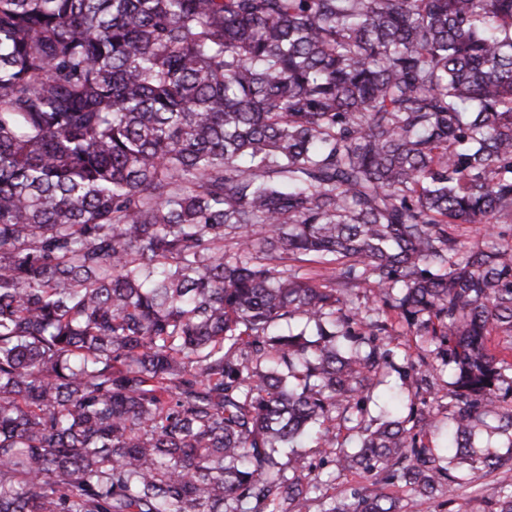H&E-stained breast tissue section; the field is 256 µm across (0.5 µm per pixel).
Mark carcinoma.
Instances as JSON below:
<instances>
[{"mask_svg":"<svg viewBox=\"0 0 512 512\" xmlns=\"http://www.w3.org/2000/svg\"><path fill=\"white\" fill-rule=\"evenodd\" d=\"M495 336L512 0H0V512H310L278 457L338 414L343 468L451 502L512 462L474 445L512 437ZM392 371L413 394L365 420ZM391 322L393 327L390 330V335L386 336L385 340L390 344V347L399 353V359L396 362L398 364L402 363L404 354L408 355L412 360L418 361L423 354L421 349L423 345L421 343L416 345L415 337L409 331L406 324L398 321L396 317H393Z\"/></svg>","mask_w":512,"mask_h":512,"instance_id":"cac0c4a2","label":"carcinoma"}]
</instances>
